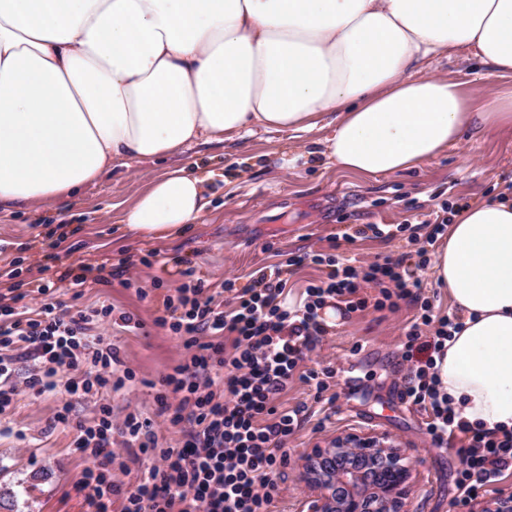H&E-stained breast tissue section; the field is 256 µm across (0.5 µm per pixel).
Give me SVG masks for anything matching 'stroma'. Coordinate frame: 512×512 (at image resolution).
<instances>
[{"label": "stroma", "instance_id": "obj_1", "mask_svg": "<svg viewBox=\"0 0 512 512\" xmlns=\"http://www.w3.org/2000/svg\"><path fill=\"white\" fill-rule=\"evenodd\" d=\"M476 60L456 57L432 63L431 75L460 82L476 102L512 90V76L486 78ZM328 129L264 131L224 144L193 145L162 161L120 159L100 181L67 203L22 209L0 208V305L13 284L22 291L52 287V298L69 305L104 303L129 312L146 328L134 333L111 328V340L126 368L137 377L158 378L182 355L178 339L153 323V300L180 284V262H190L213 287L232 277L237 287L252 272L279 263L289 252H329L332 238L357 224L418 223L441 207L455 211L512 189V129L463 133L441 156L420 168L372 178L339 171L321 155ZM183 167L211 173L212 204L202 218L172 240L146 239L128 230L124 211L137 193L167 170ZM406 233L392 239L341 244L339 258L360 266L404 252ZM150 264H141L143 256ZM132 258L125 277L89 284L75 292L64 273L81 266H109ZM151 292L140 299L138 289ZM329 323L330 334L309 352L305 367L337 370L330 391L334 403L316 402L313 390L294 381L286 407L303 408V427L285 446L288 463L279 480L273 512H302L308 496L305 457L347 434H386L413 461L406 504L410 512H457L453 501L462 469L455 450L438 448L425 431L426 415L401 402L397 387L405 368L401 341L415 307L380 312H346ZM32 369L16 363L19 390L0 416V512H86L79 491L86 462L72 451L74 431L54 424L57 395H32L23 384Z\"/></svg>", "mask_w": 512, "mask_h": 512}]
</instances>
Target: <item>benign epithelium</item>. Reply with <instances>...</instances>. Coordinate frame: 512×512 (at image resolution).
<instances>
[{
    "instance_id": "benign-epithelium-1",
    "label": "benign epithelium",
    "mask_w": 512,
    "mask_h": 512,
    "mask_svg": "<svg viewBox=\"0 0 512 512\" xmlns=\"http://www.w3.org/2000/svg\"><path fill=\"white\" fill-rule=\"evenodd\" d=\"M410 463L386 437L338 438L307 457V512H402Z\"/></svg>"
}]
</instances>
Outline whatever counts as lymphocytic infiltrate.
I'll return each instance as SVG.
<instances>
[{
    "instance_id": "lymphocytic-infiltrate-1",
    "label": "lymphocytic infiltrate",
    "mask_w": 512,
    "mask_h": 512,
    "mask_svg": "<svg viewBox=\"0 0 512 512\" xmlns=\"http://www.w3.org/2000/svg\"><path fill=\"white\" fill-rule=\"evenodd\" d=\"M447 230V219H436L425 237H408L407 252L358 267L332 255H289L258 269L250 287L239 289L234 279H225L222 290L229 298L223 306L210 295L208 281L185 268L182 284L164 295L153 319L177 336L184 356L154 382L153 417L133 408L118 427L102 401L96 419L71 423L68 398L101 400L111 390L136 386L133 372L113 378L120 352L98 327L110 318L134 332L143 321L109 305L0 306V414L16 391L14 364L27 356L34 369L26 388L38 396L63 394L54 422L75 426L73 451L91 462L80 484L90 512H111L117 500L122 512H271L287 464L284 447L301 426L299 410L282 407L278 399L296 378L322 399L336 375L328 366L301 367L328 333L322 309L335 300L352 312L394 310L407 302L417 313L404 328L400 398L425 412L434 445L456 449L463 464L456 504L467 507L479 489L512 469V431H488L458 417L437 389L432 360L417 357L423 350L441 352L459 327L457 313L436 314L421 295L429 249ZM308 263L320 275L307 285L303 303L288 306V276ZM367 288L375 289V297L364 296ZM116 430L123 437L118 448L112 441ZM162 430L179 433L177 444L159 446ZM138 454L152 461L138 483L126 488L113 481V466H125L127 456Z\"/></svg>"
}]
</instances>
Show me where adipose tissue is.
Wrapping results in <instances>:
<instances>
[{
	"mask_svg": "<svg viewBox=\"0 0 512 512\" xmlns=\"http://www.w3.org/2000/svg\"><path fill=\"white\" fill-rule=\"evenodd\" d=\"M457 51L512 73V0H0V207L68 201L121 158L158 160L254 129L310 131L364 177L421 166L464 131L512 127L423 75ZM174 168L123 218L173 239L210 204ZM433 273L461 327L435 358L463 420L512 430V198L459 209Z\"/></svg>",
	"mask_w": 512,
	"mask_h": 512,
	"instance_id": "adipose-tissue-1",
	"label": "adipose tissue"
}]
</instances>
